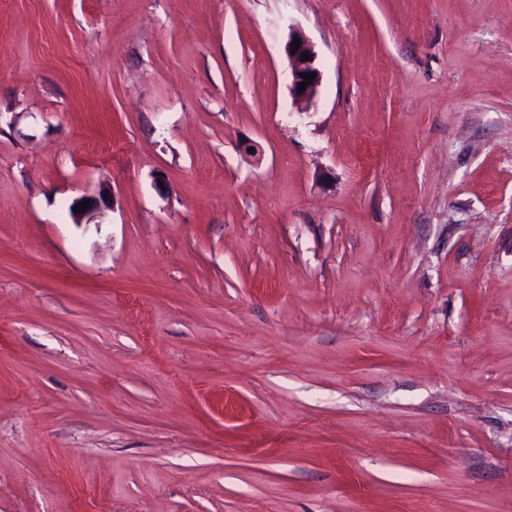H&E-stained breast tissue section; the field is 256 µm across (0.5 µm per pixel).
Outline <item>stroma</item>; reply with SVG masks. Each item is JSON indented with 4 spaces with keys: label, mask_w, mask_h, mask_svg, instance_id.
<instances>
[{
    "label": "stroma",
    "mask_w": 512,
    "mask_h": 512,
    "mask_svg": "<svg viewBox=\"0 0 512 512\" xmlns=\"http://www.w3.org/2000/svg\"><path fill=\"white\" fill-rule=\"evenodd\" d=\"M0 512H512V0H0ZM295 37H298V40H300V47L295 53H292ZM284 49L288 60L291 62L292 96L295 103H297L301 109L307 110L314 105L322 81L321 70L316 62L317 54L314 50V46L301 32L292 28ZM302 54H308V56H311V60L302 61ZM306 73H316V77L312 83L306 86L303 93H298L299 83L306 79L302 77V74Z\"/></svg>",
    "instance_id": "35a3bbf8"
}]
</instances>
